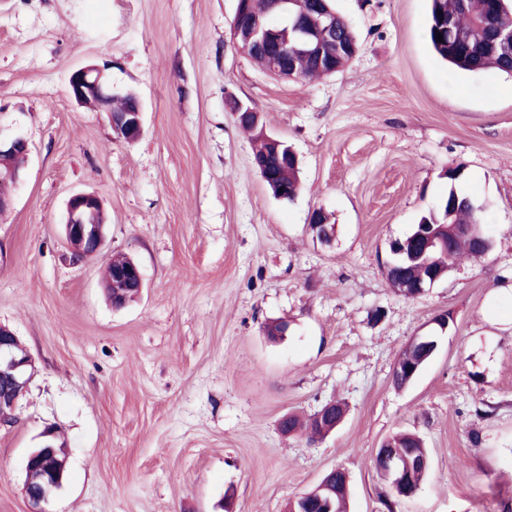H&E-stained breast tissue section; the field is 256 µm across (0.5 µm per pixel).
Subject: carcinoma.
<instances>
[{
    "instance_id": "cac0c4a2",
    "label": "carcinoma",
    "mask_w": 512,
    "mask_h": 512,
    "mask_svg": "<svg viewBox=\"0 0 512 512\" xmlns=\"http://www.w3.org/2000/svg\"><path fill=\"white\" fill-rule=\"evenodd\" d=\"M251 8L267 15L273 28H282L284 20L278 0H251ZM509 30H512V0H431L428 17L431 46L438 56L459 70L480 72L492 68L512 74V52L502 51L483 38L485 34L491 36ZM439 33L443 34L441 42L436 39ZM336 40L346 50V53L336 56V69L339 70L351 59L354 48L358 47L350 25L340 17L336 18ZM294 64L302 79L323 75L308 55L297 54ZM238 124L245 130L255 132L253 155L267 158L275 173L274 178L265 181L268 189L278 198L293 199L300 186L299 168L292 162L270 154L260 118L248 116L239 120ZM24 163V158L18 156L0 166V198L9 196L13 173ZM459 180V171H448V182L453 184L448 196L421 217L420 225L412 228L416 232L420 226L430 224L436 234L421 243L422 257L412 260L404 257L394 262V267L385 270L389 283L400 280L411 288L431 273L437 277L446 275L454 262L462 256L482 257L488 253V249L478 240L451 230L445 231V226L451 224L484 225L483 209L475 205L469 194L454 187V183ZM334 411V416L325 417L321 421L313 417L304 421L290 414L284 420V428L290 435L302 433L313 441L328 434L333 428V422L342 420L346 405L338 401ZM387 447L401 454L408 486L410 490H416L428 471L423 465L428 452L421 438L413 433L399 432L387 439ZM348 492L347 474L338 472L326 487L317 485L289 502L288 512H346Z\"/></svg>"
}]
</instances>
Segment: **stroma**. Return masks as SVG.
Returning <instances> with one entry per match:
<instances>
[{
    "label": "stroma",
    "mask_w": 512,
    "mask_h": 512,
    "mask_svg": "<svg viewBox=\"0 0 512 512\" xmlns=\"http://www.w3.org/2000/svg\"><path fill=\"white\" fill-rule=\"evenodd\" d=\"M356 55L311 81L278 80L233 45L236 0H0V134L31 152L0 214V324L34 371L0 425V512H28L25 461L54 429L66 474L49 512H287L335 468L348 512H386L382 442L417 433L430 459L397 512H501L512 501V76L450 69L426 36L430 0H333ZM104 64L144 104L116 140L78 105L72 70ZM298 155L302 189L275 198L232 100ZM485 208L491 251L408 298L389 243L448 193ZM98 195L106 240L79 262L65 205ZM335 225L312 233L313 210ZM140 266L113 309V254ZM450 321L413 383L394 364ZM288 329L271 340L266 326ZM438 332V331H437ZM325 439L279 430L330 400Z\"/></svg>",
    "instance_id": "obj_1"
}]
</instances>
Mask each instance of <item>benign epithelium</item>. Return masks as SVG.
I'll list each match as a JSON object with an SVG mask.
<instances>
[{
    "mask_svg": "<svg viewBox=\"0 0 512 512\" xmlns=\"http://www.w3.org/2000/svg\"><path fill=\"white\" fill-rule=\"evenodd\" d=\"M317 9L322 19V26L314 38L311 57L318 66L325 69L326 74L336 72L332 65V48L336 46V12L325 6L323 0H317ZM232 42L244 52L254 51L265 45L274 48L268 56L267 72L280 80H293L296 70L292 65L293 48L287 40H276L270 34L269 21L265 16L252 12L250 0H237V8L231 25ZM70 95L80 104L91 102L97 111L107 115L114 138L132 143L143 133V108L140 99L133 93L129 94L132 108L127 112L112 111V100L116 93L112 90V82L104 70L96 66H87L74 70L69 77ZM30 147L28 141L15 136L0 137V164L11 157L19 155L28 157ZM104 212L100 198L93 193H75L70 196L66 205L64 222L65 238L78 259H87L95 255L105 241V223L102 221ZM136 283L142 288V274L135 263H130L115 272L109 280V288L113 289L112 306L121 308L126 304L123 291ZM13 332L0 326V380L12 384L14 391L0 394V422L3 424L13 420L18 396L15 391L26 386V371L32 365L31 359L17 357L11 349L7 337ZM44 461L40 464H26L25 493L31 505L29 512H47L45 505L54 496L58 483L50 478L53 471L49 468L54 457L52 449L43 452ZM377 460L386 473L394 476L389 484L386 495L406 484V478L399 475L398 461L393 453L386 451L377 455Z\"/></svg>",
    "mask_w": 512,
    "mask_h": 512,
    "instance_id": "benign-epithelium-1",
    "label": "benign epithelium"
}]
</instances>
